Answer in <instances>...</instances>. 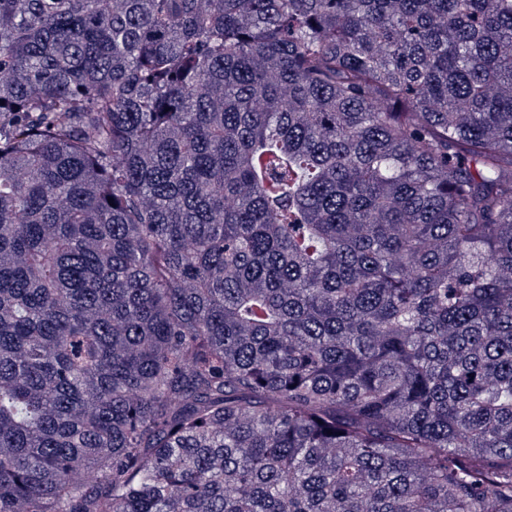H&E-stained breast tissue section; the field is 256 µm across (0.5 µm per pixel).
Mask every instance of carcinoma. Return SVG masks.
Here are the masks:
<instances>
[{
  "label": "carcinoma",
  "mask_w": 512,
  "mask_h": 512,
  "mask_svg": "<svg viewBox=\"0 0 512 512\" xmlns=\"http://www.w3.org/2000/svg\"><path fill=\"white\" fill-rule=\"evenodd\" d=\"M0 512H512V0H0Z\"/></svg>",
  "instance_id": "obj_1"
}]
</instances>
